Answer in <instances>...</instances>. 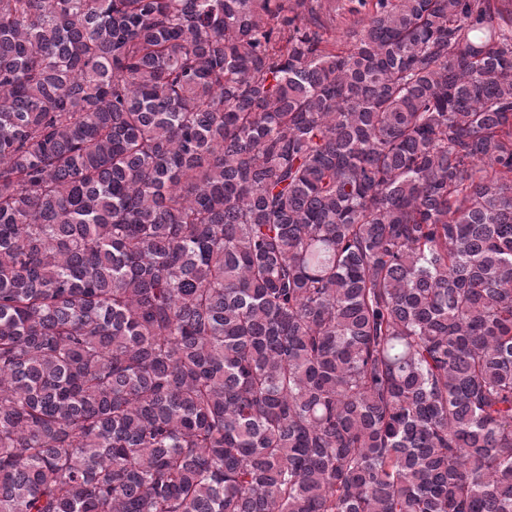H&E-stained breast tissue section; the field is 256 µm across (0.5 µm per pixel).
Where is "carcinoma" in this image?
Returning a JSON list of instances; mask_svg holds the SVG:
<instances>
[{"label": "carcinoma", "mask_w": 512, "mask_h": 512, "mask_svg": "<svg viewBox=\"0 0 512 512\" xmlns=\"http://www.w3.org/2000/svg\"><path fill=\"white\" fill-rule=\"evenodd\" d=\"M0 0V512H512V4ZM322 1H330L325 2V4L331 5L332 10H335L336 15L335 28L329 29L328 36L331 37L332 40L336 39V45H338L340 48H347L350 45L348 29L352 25L353 21L359 18V15L352 16L349 13V9L350 7L354 6V3H352L351 0Z\"/></svg>", "instance_id": "cac0c4a2"}]
</instances>
